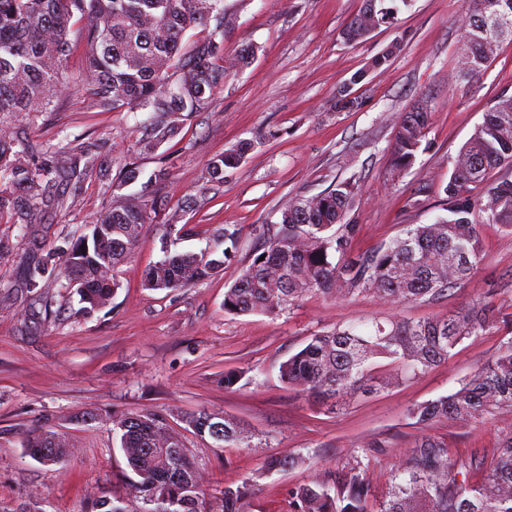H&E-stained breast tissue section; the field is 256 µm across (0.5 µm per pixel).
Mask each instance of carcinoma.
Returning <instances> with one entry per match:
<instances>
[{
	"label": "carcinoma",
	"mask_w": 512,
	"mask_h": 512,
	"mask_svg": "<svg viewBox=\"0 0 512 512\" xmlns=\"http://www.w3.org/2000/svg\"><path fill=\"white\" fill-rule=\"evenodd\" d=\"M386 2L365 0L343 30L345 41H363L392 23L397 8ZM501 16L512 18V0H470L459 20L465 32L463 76H480L498 44L512 41V30L487 40L486 26ZM233 24L224 0H0V115L48 112L70 89L65 62L74 32L84 43L87 109L148 113L139 144L154 151L193 114L210 107L224 84L226 70L216 60L224 59V32ZM195 29L205 36L187 50L183 38ZM430 119L423 104L402 114L391 152L394 169L411 166ZM253 147L254 141L246 139L212 158L210 178L224 181V172L237 168ZM503 169L512 170V96L506 95L485 112L453 160L443 187L448 216L410 224L375 250L356 253L352 242L359 225L349 219L353 181L290 197L280 207L277 231L224 292V312L274 314L310 294L340 299L365 293L395 305L448 295L483 261L480 223L512 234V179L493 177ZM97 170L98 157L88 148L71 149L63 160L47 158L26 141L23 128L1 127L0 218L9 217L31 234L41 211L64 203L50 193L55 182ZM167 177V169L155 171L140 192L88 225L90 235L60 254L47 252L27 268L22 287L33 292L59 278L70 284L79 280L85 288L78 292V313L90 316L110 304L120 288L117 268L140 242L145 225L153 222L147 198ZM238 237L235 227H216L203 250H164V257L149 267L143 287L173 290L208 280L234 257ZM500 328L512 332V312L483 301L463 312L417 322L390 316L360 330L338 327L311 336L280 364V377L334 413L447 362L464 340ZM379 360L389 366L384 376L377 373ZM504 411L512 412V336L501 340L492 357L455 392L409 409L422 433L377 512H512V434L496 449L495 466L475 482L472 473L481 465L479 458L453 461L448 449L426 433L442 420L466 424ZM184 422L194 434L226 447L247 442L240 424L212 412L189 414ZM112 426L129 468L126 480L151 512H244L250 479L222 488L217 505L204 507L195 459L165 417L142 410L113 416ZM23 447L37 461L53 451L65 462L71 444L60 432L37 429L25 436ZM298 463L294 457L271 456L264 471H285ZM366 470L358 460L333 488L317 481L291 488L293 512H367ZM87 512L128 510L102 495Z\"/></svg>",
	"instance_id": "carcinoma-1"
}]
</instances>
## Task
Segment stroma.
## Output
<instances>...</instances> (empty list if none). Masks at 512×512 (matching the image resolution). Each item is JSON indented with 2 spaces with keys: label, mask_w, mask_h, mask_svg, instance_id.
I'll list each match as a JSON object with an SVG mask.
<instances>
[{
  "label": "stroma",
  "mask_w": 512,
  "mask_h": 512,
  "mask_svg": "<svg viewBox=\"0 0 512 512\" xmlns=\"http://www.w3.org/2000/svg\"><path fill=\"white\" fill-rule=\"evenodd\" d=\"M235 17L224 34V56L241 45L258 51L246 68L229 72L210 111L198 114L157 150L139 147L146 112H89L77 89L59 99L57 111L27 120V139L54 152L82 145L98 155L102 171L56 192L72 197L63 209L43 212L37 241L20 225L0 223V512H85L96 497L122 499L129 512H143L123 474L126 461L112 432V414L149 410L184 433L202 474L206 503L220 488L256 482L247 512H290L289 491L298 484H334L367 453L374 498L388 491L403 467L418 430L411 407L448 395L495 352L500 333L464 340L448 362L377 395L330 413L282 382L281 362L310 336L335 327H364L397 315L418 321L468 309L489 299L512 312V234L493 224L480 227L484 260L474 275L447 297L385 305L369 295L330 299L310 295L276 314L235 316L224 311V292L242 275L263 244L262 231L280 220L288 198L319 193L336 181L357 177L350 218L360 231L359 252L394 238L409 224H427L444 209L441 185L452 161L483 114L501 93L512 95V42L503 41L483 75L458 76L463 36L458 20L468 0H411L394 25L365 41L345 42L342 30L363 0H224ZM393 50L385 68L355 85L363 107L334 108L337 89L377 54ZM432 116L413 165L391 167L396 122L415 104ZM254 149L223 182L208 179V164L239 140ZM145 172L169 169L149 202L162 215L182 216L186 234L177 251H197L211 230H240L234 258L209 280L188 288H143L149 265L162 257L161 232L146 228L117 271L120 287L110 305L92 317L79 315V297L65 281L43 294L22 289L30 263L64 241L83 236L102 212L120 205L136 185H120L125 159ZM237 368L233 388L220 376ZM207 410L237 421L248 445L227 448L186 430L185 414ZM36 428L64 433L75 452L62 465L45 466L28 456L25 435ZM430 433L454 459H495L512 434V413L462 425L435 424ZM295 455L300 465L262 472L266 457Z\"/></svg>",
  "instance_id": "obj_1"
}]
</instances>
